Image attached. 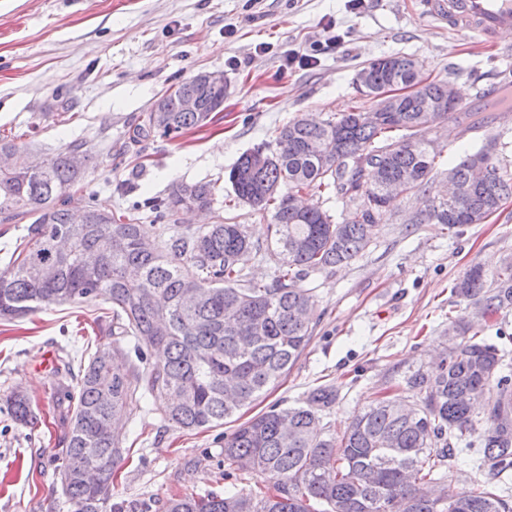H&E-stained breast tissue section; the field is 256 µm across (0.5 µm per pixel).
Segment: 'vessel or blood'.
<instances>
[{"instance_id":"vessel-or-blood-1","label":"vessel or blood","mask_w":512,"mask_h":512,"mask_svg":"<svg viewBox=\"0 0 512 512\" xmlns=\"http://www.w3.org/2000/svg\"><path fill=\"white\" fill-rule=\"evenodd\" d=\"M421 4L433 21L485 44L512 29V0H421Z\"/></svg>"}]
</instances>
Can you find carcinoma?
Listing matches in <instances>:
<instances>
[{
	"instance_id": "cac0c4a2",
	"label": "carcinoma",
	"mask_w": 512,
	"mask_h": 512,
	"mask_svg": "<svg viewBox=\"0 0 512 512\" xmlns=\"http://www.w3.org/2000/svg\"><path fill=\"white\" fill-rule=\"evenodd\" d=\"M415 64L413 56L396 54L362 68L369 94L395 92L379 120L360 110L319 122L299 115L257 147L271 153L286 138L288 157L255 168L249 151L230 168L233 201L269 220L264 251L276 263L269 283L245 274L244 257L255 249L245 225L208 224L151 242L140 218L93 203L83 223L75 224L68 214L70 190L85 169L71 155H89L85 144H70L48 169L32 170L20 147L0 141V151L22 158L18 168L0 170V223L29 218L22 243L0 268V321L101 298L112 304L113 351L124 353L119 343L125 341L134 352L122 368L110 362V351L98 349L76 375L70 361L55 369L52 392L62 429L57 469L72 474L63 486L71 512H122L101 491V484L112 485L122 439L99 427L115 430L129 399L163 400L168 424L195 431L224 423L287 374L316 324L315 297L300 282L367 252L389 213L392 182L406 183L413 195L426 193L442 154L428 136V121L452 117L462 132L479 131L460 105L448 111L447 81L415 87ZM187 90L198 94L202 111L178 110ZM159 101L165 111L144 113L132 141L153 134L176 139L206 126L213 110L224 107V89L200 82L196 73ZM477 166L486 171L479 184L473 179ZM449 172L458 200L434 201L409 223L450 229L482 224L512 198V167L486 146L465 154ZM216 192L211 182L176 181L150 210L171 220L184 209L210 207ZM309 193L336 196L345 206L342 221L318 204L301 205ZM67 233L74 238L71 253L52 252L53 240ZM34 260L50 263L53 277L34 272ZM452 292L483 316L512 311V255L494 272L470 267ZM448 334L456 338L450 350L432 369L406 379L422 393L419 403L383 395L336 433L321 415L336 404V389L317 387L302 404L255 415L224 437V461L266 476V490L174 495L165 512H315V503L327 505L325 512H512V500L479 482L455 486L463 454L478 469L512 471V426L501 423L502 410H512L508 351L471 332L463 318L449 321ZM156 353L163 358L152 360ZM479 399L481 419L472 410ZM6 403L19 423H38L23 392H11ZM91 465L99 469L96 485L79 477Z\"/></svg>"
}]
</instances>
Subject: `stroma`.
Listing matches in <instances>:
<instances>
[{
    "instance_id": "1",
    "label": "stroma",
    "mask_w": 512,
    "mask_h": 512,
    "mask_svg": "<svg viewBox=\"0 0 512 512\" xmlns=\"http://www.w3.org/2000/svg\"><path fill=\"white\" fill-rule=\"evenodd\" d=\"M315 41L324 46L316 63L289 61L291 51ZM504 46L512 38L498 35L490 47L434 23L420 0H0V137L37 156L85 142L87 178L71 193L79 207L92 200L125 209L166 194L177 179L213 182L212 209L182 213L180 228L230 217L261 242L266 220L247 206L224 205L232 193L224 175L244 152L271 141L297 115L351 111L360 100L355 73L383 55L414 56L424 76L464 88L461 103L469 105L475 87L512 82L498 58ZM201 71L223 72L228 83L216 120L176 139L132 142L142 113L173 83ZM476 115L485 121L477 134L462 135L452 119L435 131L442 157L431 195L467 150L488 144L495 156L512 157V112L482 106ZM416 207L398 200L362 257L305 278L317 302L314 337L242 419L330 385L338 397L326 419L343 430L405 374L430 366L449 321L478 320L451 287L470 266L491 271L512 255V199L485 223L452 230L409 223ZM108 309L101 300L66 304L0 323V512H69L47 428L20 425L4 400L23 391L51 417L52 374L38 367L43 353L70 359L111 345L101 319ZM237 421L188 434L168 426L159 405L131 399L113 502L124 512H164L174 494L264 487V476L224 461V437Z\"/></svg>"
}]
</instances>
